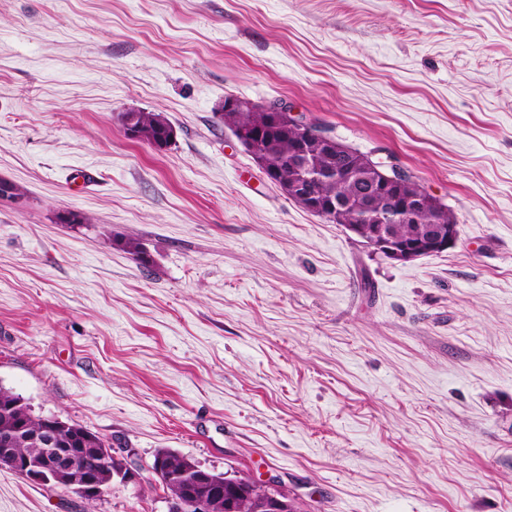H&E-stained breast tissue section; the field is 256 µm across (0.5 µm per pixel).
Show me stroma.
Masks as SVG:
<instances>
[{
    "instance_id": "obj_1",
    "label": "stroma",
    "mask_w": 512,
    "mask_h": 512,
    "mask_svg": "<svg viewBox=\"0 0 512 512\" xmlns=\"http://www.w3.org/2000/svg\"><path fill=\"white\" fill-rule=\"evenodd\" d=\"M229 97L392 159L455 244L305 210ZM1 179L0 385L138 469L91 504L0 468V512H165L162 448L307 512H512V0H0ZM130 116L137 118L136 124L142 123L144 126H148L150 134L154 141L163 142L164 145H168L171 137V133L174 131L171 124L160 114L153 112H124L120 115V121L122 127H124V121ZM153 121H156V125L153 126ZM124 133L132 140L144 141L145 136L140 126H133L132 123H128L124 127Z\"/></svg>"
}]
</instances>
